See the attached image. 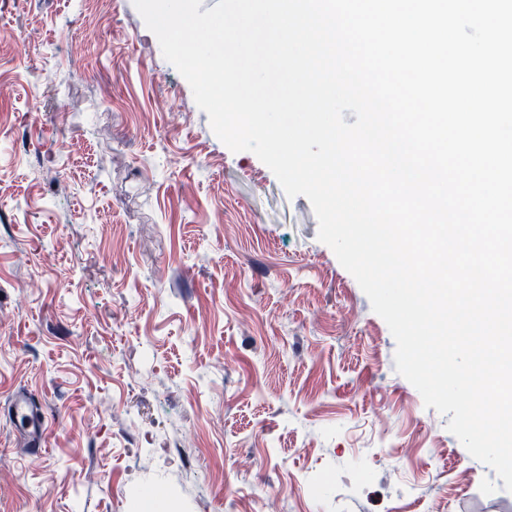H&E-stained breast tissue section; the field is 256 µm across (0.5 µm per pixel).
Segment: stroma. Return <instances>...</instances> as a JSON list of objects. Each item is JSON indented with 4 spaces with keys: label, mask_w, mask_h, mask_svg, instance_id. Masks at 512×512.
<instances>
[{
    "label": "stroma",
    "mask_w": 512,
    "mask_h": 512,
    "mask_svg": "<svg viewBox=\"0 0 512 512\" xmlns=\"http://www.w3.org/2000/svg\"><path fill=\"white\" fill-rule=\"evenodd\" d=\"M1 29L25 48L0 51V512H512L133 0H0ZM10 414L17 432L28 442L29 455L34 461L42 459L47 449L45 419L33 410L28 391H16L13 394Z\"/></svg>",
    "instance_id": "obj_1"
}]
</instances>
